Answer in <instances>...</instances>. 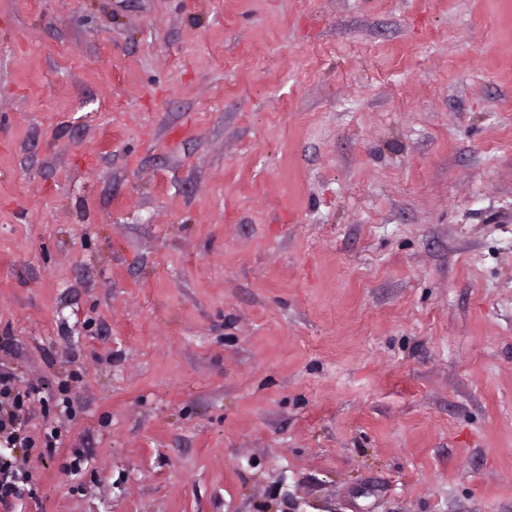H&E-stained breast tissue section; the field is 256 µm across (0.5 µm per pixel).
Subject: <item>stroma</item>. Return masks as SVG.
Masks as SVG:
<instances>
[{
  "label": "stroma",
  "instance_id": "obj_1",
  "mask_svg": "<svg viewBox=\"0 0 512 512\" xmlns=\"http://www.w3.org/2000/svg\"><path fill=\"white\" fill-rule=\"evenodd\" d=\"M0 372V512H512V0H0ZM12 379L8 373L0 375V446L3 444V448L13 450L19 444L20 448L32 452L37 449L36 442L25 433L29 395L14 387ZM0 503L6 505L10 498L20 492V483H24V473L14 468L13 460L0 453Z\"/></svg>",
  "mask_w": 512,
  "mask_h": 512
}]
</instances>
